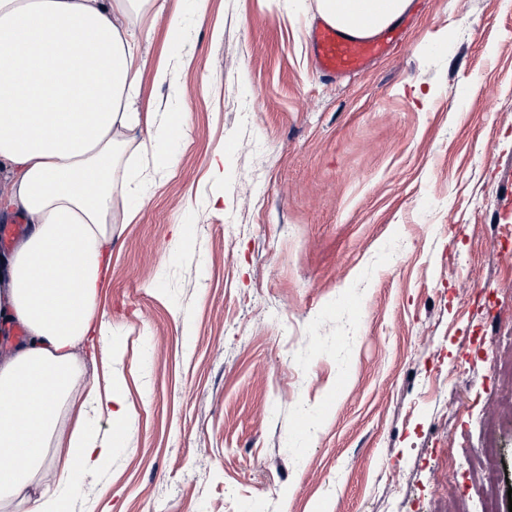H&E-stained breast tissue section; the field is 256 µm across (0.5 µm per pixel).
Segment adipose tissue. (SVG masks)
<instances>
[{
	"instance_id": "obj_1",
	"label": "adipose tissue",
	"mask_w": 512,
	"mask_h": 512,
	"mask_svg": "<svg viewBox=\"0 0 512 512\" xmlns=\"http://www.w3.org/2000/svg\"><path fill=\"white\" fill-rule=\"evenodd\" d=\"M412 0H318L349 37L397 23ZM156 0H0V210L28 223L0 254V323L24 337L0 354V512H65L69 485L101 471L128 421L122 393L88 383L81 349L100 313L128 147L154 169L175 158L176 119L136 107ZM111 431L99 436L94 419Z\"/></svg>"
}]
</instances>
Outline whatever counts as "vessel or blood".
<instances>
[{
  "mask_svg": "<svg viewBox=\"0 0 512 512\" xmlns=\"http://www.w3.org/2000/svg\"><path fill=\"white\" fill-rule=\"evenodd\" d=\"M309 39L318 67L329 75L364 70L372 60L385 56L394 41L389 34L374 39H348L327 23L317 26Z\"/></svg>",
  "mask_w": 512,
  "mask_h": 512,
  "instance_id": "b4317fda",
  "label": "vessel or blood"
}]
</instances>
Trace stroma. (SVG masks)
<instances>
[{
    "label": "stroma",
    "instance_id": "35a3bbf8",
    "mask_svg": "<svg viewBox=\"0 0 512 512\" xmlns=\"http://www.w3.org/2000/svg\"><path fill=\"white\" fill-rule=\"evenodd\" d=\"M315 14L155 19L136 106L185 133L117 205L101 307L129 422L68 512H512V0H412L386 58L332 77Z\"/></svg>",
    "mask_w": 512,
    "mask_h": 512
}]
</instances>
